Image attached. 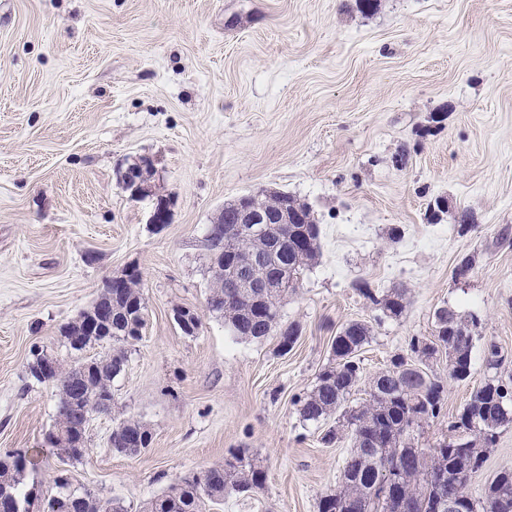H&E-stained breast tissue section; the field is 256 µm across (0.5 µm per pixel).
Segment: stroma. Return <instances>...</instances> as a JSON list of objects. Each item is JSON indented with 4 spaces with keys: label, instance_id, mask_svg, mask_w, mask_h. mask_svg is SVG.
<instances>
[{
    "label": "stroma",
    "instance_id": "35a3bbf8",
    "mask_svg": "<svg viewBox=\"0 0 512 512\" xmlns=\"http://www.w3.org/2000/svg\"><path fill=\"white\" fill-rule=\"evenodd\" d=\"M141 156L173 200L159 229L151 198L120 181ZM261 191L308 204L320 228V255L281 309L301 329L285 355L277 336L237 340L217 315L192 336L172 317L203 306L209 224ZM466 255L476 264L456 276ZM132 266L146 326L111 414L92 417L68 467L73 490L144 512L179 476L241 450L266 483L212 512H318L350 441L323 443L335 418L303 423L296 401L344 325L372 328L368 377L450 306L477 318L512 374V0H376L367 13L359 0H0V454L36 453L32 512L56 493L60 462L42 446L59 393L27 366L39 352L106 355L105 343L70 349L61 328ZM392 288L409 291L397 319L372 302ZM474 358L465 382L449 379L446 354L430 359L446 393L418 447L442 441L488 378L482 348ZM126 419L152 436L131 457L109 446ZM503 469L511 425L470 495Z\"/></svg>",
    "mask_w": 512,
    "mask_h": 512
}]
</instances>
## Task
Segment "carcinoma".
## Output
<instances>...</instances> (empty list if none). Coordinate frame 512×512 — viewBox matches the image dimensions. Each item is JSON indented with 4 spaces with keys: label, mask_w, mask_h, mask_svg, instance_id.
<instances>
[{
    "label": "carcinoma",
    "mask_w": 512,
    "mask_h": 512,
    "mask_svg": "<svg viewBox=\"0 0 512 512\" xmlns=\"http://www.w3.org/2000/svg\"><path fill=\"white\" fill-rule=\"evenodd\" d=\"M302 213L303 222L294 225L289 234L285 224H269V233L252 238L228 236L236 224L235 202L224 204V223L209 225L207 232L224 236V261L229 267L255 249L269 247L274 259L264 266L268 277H279L288 269L290 288H296L300 275L318 256L319 228L311 208L284 192L250 195L257 209L272 211L282 197ZM362 293L379 306L387 318L400 317L408 302L405 288H393L378 299L368 288ZM208 294L220 308L214 314L224 319L230 332L240 340L253 341L280 329V350H291L299 338L300 327L291 323L279 328L283 301L273 298L257 305L252 289L244 288L228 294L224 277L211 274ZM144 304L140 282L131 281L128 288L112 298V351L100 358L103 368L88 372L87 362L59 365L57 381L61 384L56 419L50 434L68 443H86L87 427L72 415L74 405H94L109 398L117 374L110 369L128 361L126 332L135 326L145 327L146 319L130 310L131 305ZM476 319L466 320L451 306L437 309L435 329L431 337L414 336L409 342L411 356L398 355L368 382L367 398L355 407L348 406L350 397L361 380L358 353L372 340L371 327L362 321L346 324L333 338L332 359L316 378L311 390L297 400L304 422L319 424L336 413L342 420L326 430L322 440L335 443L346 435L350 449L343 461L339 490L323 496L318 512H396L404 500L408 512H438L440 498L450 493L469 496L466 486L451 488L440 482V475L477 472L485 462L486 451L497 439V430L512 423V376L493 377L474 388L462 410L448 426L449 438L438 447L415 454L411 446L413 432L429 418L441 412L445 385L428 370L427 361L442 349L448 351L449 377L468 380L474 370V348L480 340ZM118 439L112 449L123 455L136 456L151 441L149 431L136 420H125L115 427ZM15 456L0 457V486L12 489L18 512H29L41 497L33 485L22 490L26 470L14 465ZM402 462L398 474L397 494L393 507L374 494L382 471ZM266 472L243 453H232L224 465L180 476L168 491L154 498L148 512H205L210 503H219L232 495L252 492L263 486ZM57 495L48 500L47 512H124L120 503L87 492L70 494L67 476L54 478ZM470 512H512V470H504L485 487L482 496L472 500Z\"/></svg>",
    "instance_id": "cac0c4a2"
}]
</instances>
